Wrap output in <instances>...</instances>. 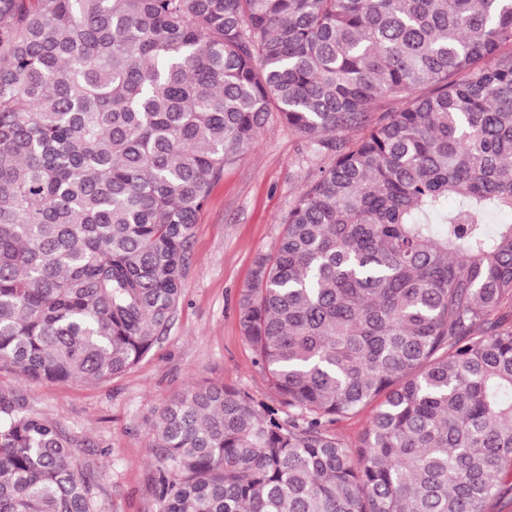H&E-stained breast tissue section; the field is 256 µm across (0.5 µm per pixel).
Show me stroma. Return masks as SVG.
<instances>
[{
    "instance_id": "1",
    "label": "stroma",
    "mask_w": 512,
    "mask_h": 512,
    "mask_svg": "<svg viewBox=\"0 0 512 512\" xmlns=\"http://www.w3.org/2000/svg\"><path fill=\"white\" fill-rule=\"evenodd\" d=\"M303 143L268 122L252 150L225 167L193 230L182 300L159 346L111 381L25 382L0 371V390L18 391L38 413L79 441L78 457L97 478L99 512H162L155 493L162 463L150 422L193 383H222L278 406L242 337L236 302L257 254L273 252L280 221L307 181Z\"/></svg>"
}]
</instances>
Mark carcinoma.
Returning a JSON list of instances; mask_svg holds the SVG:
<instances>
[{
	"label": "carcinoma",
	"mask_w": 512,
	"mask_h": 512,
	"mask_svg": "<svg viewBox=\"0 0 512 512\" xmlns=\"http://www.w3.org/2000/svg\"><path fill=\"white\" fill-rule=\"evenodd\" d=\"M272 115L317 163L237 316L288 419L171 397L163 512H487L512 484V0H0V368L132 369ZM372 404L357 444L332 431ZM77 446L0 391V512H95Z\"/></svg>",
	"instance_id": "obj_1"
}]
</instances>
